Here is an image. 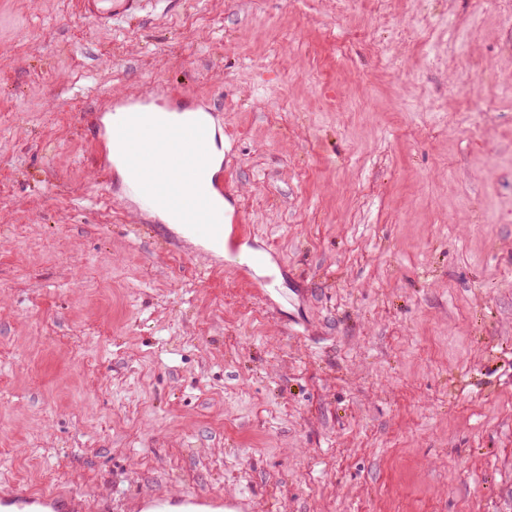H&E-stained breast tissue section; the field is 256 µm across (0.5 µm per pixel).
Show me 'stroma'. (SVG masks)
Listing matches in <instances>:
<instances>
[{"mask_svg":"<svg viewBox=\"0 0 512 512\" xmlns=\"http://www.w3.org/2000/svg\"><path fill=\"white\" fill-rule=\"evenodd\" d=\"M511 84L493 0H0V489L512 512ZM161 86L219 105L235 254L77 132ZM142 0H81L82 16L100 27L110 26L113 19L141 11Z\"/></svg>","mask_w":512,"mask_h":512,"instance_id":"1","label":"stroma"}]
</instances>
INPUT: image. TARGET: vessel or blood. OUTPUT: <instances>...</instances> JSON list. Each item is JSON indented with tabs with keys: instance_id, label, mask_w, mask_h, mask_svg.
I'll use <instances>...</instances> for the list:
<instances>
[{
	"instance_id": "1",
	"label": "vessel or blood",
	"mask_w": 512,
	"mask_h": 512,
	"mask_svg": "<svg viewBox=\"0 0 512 512\" xmlns=\"http://www.w3.org/2000/svg\"><path fill=\"white\" fill-rule=\"evenodd\" d=\"M142 0H81L82 16L100 27L113 19L141 11ZM212 107L170 89L148 98L131 97L120 124L105 125V113L94 108L83 117L86 137L112 151L121 145L131 168L129 187L145 212L166 209L178 223L203 236L216 251L232 250L247 232L241 211L223 213L219 205L234 191L215 169L212 156L217 133ZM163 144L160 175L145 179L138 168L143 140ZM139 512H249L244 500L191 492L149 493L138 502ZM0 512H84L82 498L73 493L35 494L23 488L0 492Z\"/></svg>"
}]
</instances>
